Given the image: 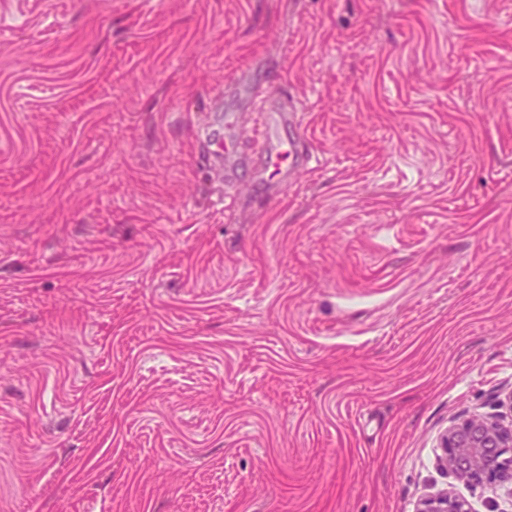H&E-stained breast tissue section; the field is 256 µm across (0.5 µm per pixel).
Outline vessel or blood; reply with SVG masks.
I'll return each mask as SVG.
<instances>
[{
    "label": "vessel or blood",
    "instance_id": "b4317fda",
    "mask_svg": "<svg viewBox=\"0 0 512 512\" xmlns=\"http://www.w3.org/2000/svg\"><path fill=\"white\" fill-rule=\"evenodd\" d=\"M238 90L258 115L256 134L266 140L265 152L258 160L264 172L283 181L296 169L318 165V158L304 147L295 105L274 101L263 86L248 77L240 81Z\"/></svg>",
    "mask_w": 512,
    "mask_h": 512
}]
</instances>
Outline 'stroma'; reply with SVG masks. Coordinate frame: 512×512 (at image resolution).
<instances>
[{
	"label": "stroma",
	"instance_id": "35a3bbf8",
	"mask_svg": "<svg viewBox=\"0 0 512 512\" xmlns=\"http://www.w3.org/2000/svg\"><path fill=\"white\" fill-rule=\"evenodd\" d=\"M511 389L512 0H0V512L505 510ZM237 90L247 98L252 112H257L255 133L263 137L265 148L258 164L265 173H269V177L284 181L296 169L318 165V158L304 147L300 125L295 122L296 112H300L296 105L275 102L263 86L249 77L240 81ZM273 126L282 130L288 128V138L271 143L269 131ZM509 422L474 414L452 424L441 439V461L448 473L470 485L505 487L512 502V392L508 394ZM416 512H469L464 501L451 491L441 492L421 501Z\"/></svg>",
	"mask_w": 512,
	"mask_h": 512
}]
</instances>
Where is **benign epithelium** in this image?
Returning <instances> with one entry per match:
<instances>
[{
    "mask_svg": "<svg viewBox=\"0 0 512 512\" xmlns=\"http://www.w3.org/2000/svg\"><path fill=\"white\" fill-rule=\"evenodd\" d=\"M509 422L474 414L452 424L441 439V461L457 481L470 485L495 484L512 500V392L508 394ZM416 512H468L452 492L421 501Z\"/></svg>",
    "mask_w": 512,
    "mask_h": 512,
    "instance_id": "benign-epithelium-1",
    "label": "benign epithelium"
}]
</instances>
